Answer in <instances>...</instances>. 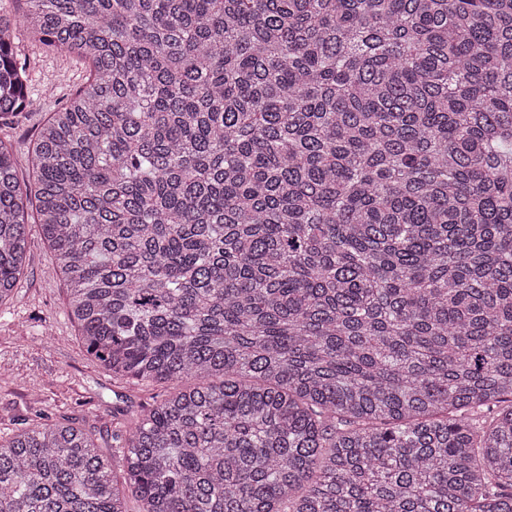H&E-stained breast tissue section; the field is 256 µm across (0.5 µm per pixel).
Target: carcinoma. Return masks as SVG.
I'll return each instance as SVG.
<instances>
[{"label": "carcinoma", "instance_id": "cac0c4a2", "mask_svg": "<svg viewBox=\"0 0 512 512\" xmlns=\"http://www.w3.org/2000/svg\"><path fill=\"white\" fill-rule=\"evenodd\" d=\"M89 62L33 174L0 140V303L29 210L86 351L176 385L123 479L48 423L0 512H512V0H24Z\"/></svg>", "mask_w": 512, "mask_h": 512}]
</instances>
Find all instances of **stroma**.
Segmentation results:
<instances>
[{
  "label": "stroma",
  "mask_w": 512,
  "mask_h": 512,
  "mask_svg": "<svg viewBox=\"0 0 512 512\" xmlns=\"http://www.w3.org/2000/svg\"><path fill=\"white\" fill-rule=\"evenodd\" d=\"M14 47L32 59L34 93L22 112L0 120V138L13 145L17 174L25 181L41 125L85 82L89 67L45 51L21 30ZM55 267L38 229H31L25 273L12 299L0 304V437L11 438L49 418L91 434L108 455L124 415L164 399L170 387L113 378L87 353Z\"/></svg>",
  "instance_id": "35a3bbf8"
}]
</instances>
